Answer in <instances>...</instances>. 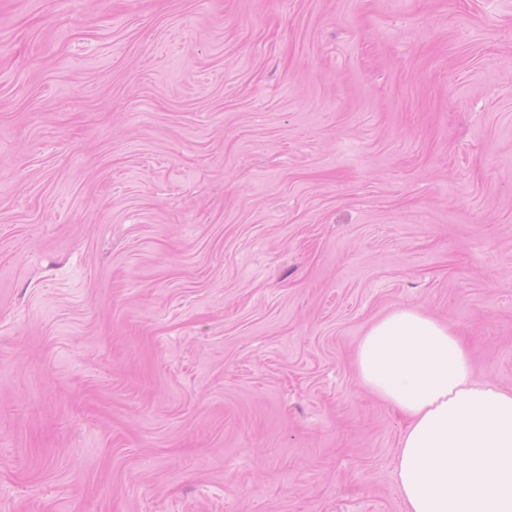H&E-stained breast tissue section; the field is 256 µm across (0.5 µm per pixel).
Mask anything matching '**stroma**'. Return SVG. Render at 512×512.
I'll return each mask as SVG.
<instances>
[{
    "instance_id": "35a3bbf8",
    "label": "stroma",
    "mask_w": 512,
    "mask_h": 512,
    "mask_svg": "<svg viewBox=\"0 0 512 512\" xmlns=\"http://www.w3.org/2000/svg\"><path fill=\"white\" fill-rule=\"evenodd\" d=\"M403 305L512 389V0H0V512H403Z\"/></svg>"
}]
</instances>
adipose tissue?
<instances>
[{"instance_id":"adipose-tissue-1","label":"adipose tissue","mask_w":512,"mask_h":512,"mask_svg":"<svg viewBox=\"0 0 512 512\" xmlns=\"http://www.w3.org/2000/svg\"><path fill=\"white\" fill-rule=\"evenodd\" d=\"M356 371L406 420L403 512H512V390L478 380L452 326L404 306L361 337Z\"/></svg>"}]
</instances>
